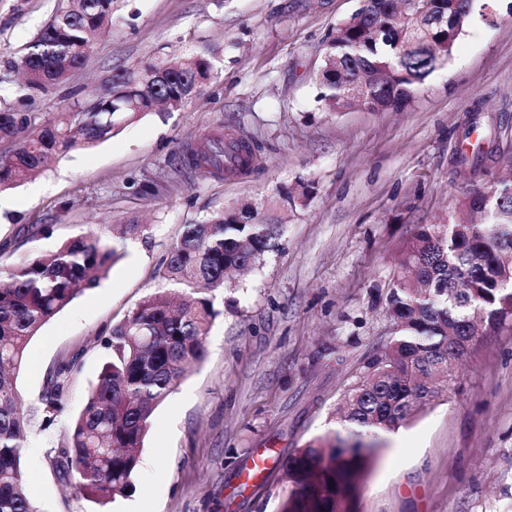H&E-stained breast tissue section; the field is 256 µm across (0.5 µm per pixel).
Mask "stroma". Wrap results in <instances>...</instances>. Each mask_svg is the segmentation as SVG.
<instances>
[{
  "instance_id": "obj_1",
  "label": "stroma",
  "mask_w": 512,
  "mask_h": 512,
  "mask_svg": "<svg viewBox=\"0 0 512 512\" xmlns=\"http://www.w3.org/2000/svg\"><path fill=\"white\" fill-rule=\"evenodd\" d=\"M57 0H0V108L40 127L89 107L116 69L197 55L211 78L177 111L151 112L89 148L52 159L0 191V267L52 253L116 224L120 258L34 336L16 378L31 415L24 476L39 512H278V469L243 485L242 467L338 430L337 407L391 339L395 264L419 225L447 217L469 187L449 160L470 117L497 134L499 176L512 175V0H476L453 58L401 112L322 111L315 75L329 32L357 0H113L112 23L84 68L27 99L8 80ZM257 141L252 173L213 177L178 166L204 134ZM309 185L282 208L278 246L237 289L209 292L217 317L206 354L158 407L139 450L135 488L107 505L79 493L49 458L96 382L98 334L142 299L177 292L160 266L183 225ZM76 368L52 425L36 411L62 358ZM355 512H512V323L482 326L432 405L381 434Z\"/></svg>"
}]
</instances>
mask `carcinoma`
<instances>
[{"label": "carcinoma", "mask_w": 512, "mask_h": 512, "mask_svg": "<svg viewBox=\"0 0 512 512\" xmlns=\"http://www.w3.org/2000/svg\"><path fill=\"white\" fill-rule=\"evenodd\" d=\"M474 9L473 0H432L424 13L411 0H367L327 37L317 101L330 112L356 107L404 109L425 80L452 59ZM112 16V0H59L55 16L16 65L22 91L33 98L86 62L98 31ZM166 70L144 89L139 73ZM211 73L201 56L171 63L152 59L114 74L115 86L82 112H65L28 129L27 119L0 110V137L15 140L0 155V189L38 172L52 156L107 140L144 114L178 110ZM476 148L455 151L451 164L474 170L480 185L466 190L442 224H421L398 260L386 296L392 339L366 362L367 376L345 393L340 430L309 441L280 459L289 493L279 512H351L358 484L376 454L375 438L410 421L436 396L434 379L448 375L476 336L474 315L491 326L512 322V182L497 179ZM255 160L247 139L204 136L192 164L215 174H245ZM278 202H243L185 224L162 263V277L188 287L174 299L157 291L97 341L112 355L89 391L83 410L52 449L59 474L81 493L106 504L135 489L137 449L153 414L187 369L205 355L216 313L201 291L226 287L232 271L260 266L274 250ZM118 251L107 236L89 232L46 256L0 268V512H38L27 490L23 460L27 416L15 375L28 342L78 293L99 285ZM76 359L49 375L41 396L42 421L52 424Z\"/></svg>", "instance_id": "carcinoma-1"}]
</instances>
